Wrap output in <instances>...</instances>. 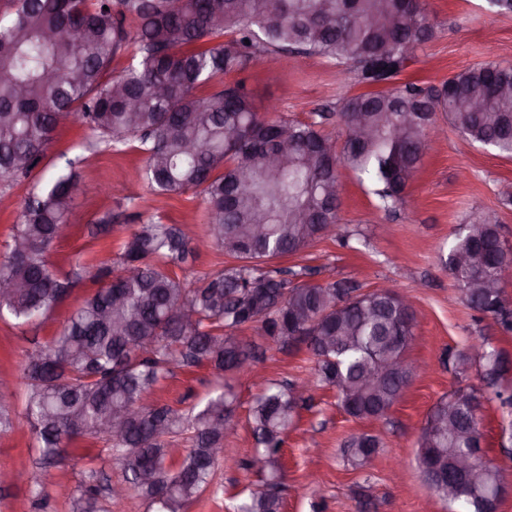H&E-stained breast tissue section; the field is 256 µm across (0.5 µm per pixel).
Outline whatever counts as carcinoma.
<instances>
[{"mask_svg":"<svg viewBox=\"0 0 512 512\" xmlns=\"http://www.w3.org/2000/svg\"><path fill=\"white\" fill-rule=\"evenodd\" d=\"M224 34L231 41L214 42ZM434 35L424 0H8L0 13V178L30 173L64 120L90 130L91 147L135 140L146 155L139 178L149 191L203 194L207 236L233 259L188 285L175 269H185L195 249L181 228L138 225L115 265L98 270L107 285L21 364L22 415L43 464L73 438L101 439L148 512H185L211 481L236 394L226 383L186 409L154 404L150 396L175 368H243L241 356L255 359L257 346L237 332L252 324L283 347L290 338L305 344L319 382L336 390L347 415L379 420L389 413L416 369L408 365L374 386L367 378L378 362L405 353L391 337L415 338L416 316L402 322L399 302L379 289L358 293L265 264L298 254L335 228L341 164L378 185L383 207L402 200L427 149L425 124H405L407 114L423 113L431 124L443 113L465 139L512 157L511 65L481 63L439 88L390 87L407 55ZM129 45L133 63L110 76L115 56ZM265 52L321 56L348 66L366 87L343 103L341 151L320 123L288 119L274 107L260 113L243 84L224 81ZM216 84L221 89L195 94ZM366 123L369 136L356 139L355 127ZM274 149L288 151V167L268 164ZM77 190L75 162L68 160L26 198L0 257V282L18 284L0 297V321H35L68 288L46 254L61 238ZM258 214L264 224L254 235ZM469 223L481 233L456 234L441 261L467 305L512 332L502 289L478 287L484 277L501 282L512 257L501 251L490 215L475 213ZM480 348L478 356L470 349L456 355L455 372L479 364L486 388L512 407V393L502 390L512 371L504 352ZM10 399L0 392V432L14 426ZM304 402L292 384L271 383L254 397L249 421L257 454L250 466L258 485L238 512H280L282 446ZM480 410L477 391L458 386L436 403L418 439L420 466L482 457L451 497L453 472L435 481L420 470L448 512H495L503 499L500 470L481 446ZM121 413L136 418L123 436L106 433L102 424ZM181 435L190 448L170 464L168 439ZM382 447L376 435L355 434L344 442V457L363 469ZM29 481L34 507H46L43 470H31ZM98 495L97 486L82 482L72 512H108Z\"/></svg>","mask_w":512,"mask_h":512,"instance_id":"1","label":"carcinoma"}]
</instances>
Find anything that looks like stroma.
Here are the masks:
<instances>
[{
    "label": "stroma",
    "instance_id": "1",
    "mask_svg": "<svg viewBox=\"0 0 512 512\" xmlns=\"http://www.w3.org/2000/svg\"><path fill=\"white\" fill-rule=\"evenodd\" d=\"M425 3L435 36L416 51L397 84L437 87L481 62L512 65V13L487 11L485 0ZM235 79L252 93L258 108L274 103L288 118L321 119L322 131L339 146L346 139L341 106L363 90L345 67L316 55L261 54ZM442 129L440 137L429 140L402 204L382 208L370 184L340 167L335 233L273 262L277 268L310 271L321 282L343 281L364 292L390 289L411 297L416 328L407 360L418 373L400 402L382 420L349 417L338 407L335 390L316 382L314 360L305 346L283 348L261 336L258 328H243L240 338L258 347L254 369L226 377L237 403L234 425L225 435L224 460L187 512H232L249 496L256 478L245 468L255 453L248 410L259 391L253 377L257 371L278 383H310L311 406L301 409L282 451V512H445L420 478L421 429L431 408L457 384L485 388L477 367L456 378L455 354L483 341L512 355V333L466 305L439 255L476 212L492 215L502 240L512 246V158L469 144L450 124ZM90 137L87 129L60 123L29 176L0 179V244L17 223L33 185L51 180L66 159H77L81 183L67 234L48 253L56 273L73 278L71 290L42 322L23 328L0 322V376L10 377L19 395L25 390L20 375L25 352L34 343L50 340L84 297L100 287L96 270L113 263L138 224L150 219L176 224L194 239L205 231L201 194H151L133 177L145 163L136 142L118 150L105 144L91 149ZM218 380L208 366L177 368L157 386L153 399L185 408L202 399ZM481 416L483 449L499 466L509 489L499 512H512V410L493 400L483 404ZM362 432L378 435L384 446L366 468L355 469L343 457V443ZM35 460L27 424L0 434V467L25 471ZM92 469L101 483L112 486V512H146L129 488L123 464L113 459L104 441L91 437L73 440L63 459L48 468L46 512H71L76 489Z\"/></svg>",
    "mask_w": 512,
    "mask_h": 512
}]
</instances>
